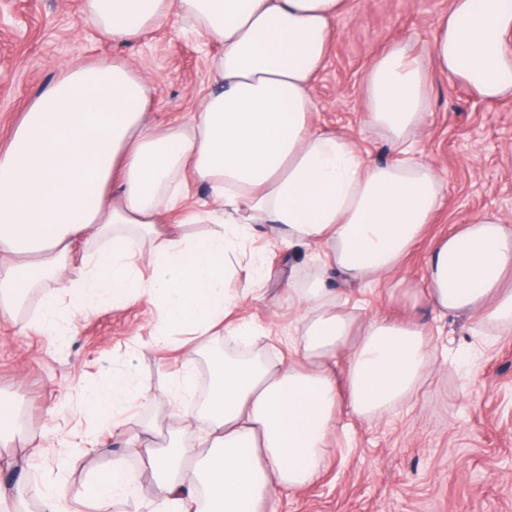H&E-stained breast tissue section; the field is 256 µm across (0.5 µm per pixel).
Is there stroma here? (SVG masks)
Returning a JSON list of instances; mask_svg holds the SVG:
<instances>
[{
    "label": "stroma",
    "mask_w": 512,
    "mask_h": 512,
    "mask_svg": "<svg viewBox=\"0 0 512 512\" xmlns=\"http://www.w3.org/2000/svg\"><path fill=\"white\" fill-rule=\"evenodd\" d=\"M448 8L449 0H347L314 85L317 122L352 136L371 161L393 160L386 139L363 122L364 75L394 42L427 57ZM220 51L176 16L137 42L118 44L89 22L87 0H0V149L61 70L99 61L127 63L146 81L151 122L184 121L199 108ZM428 95L417 149L442 182L440 207L388 279L351 287L334 275L327 285L366 316L425 324L435 357L411 399L366 421L341 414L319 480L280 495L269 512H512V330L441 315L422 293L436 241L490 211L512 225V99L488 103L463 82L440 78ZM246 247L270 277L262 292L243 299V312L261 330L260 346L287 356L299 316L284 298L288 272L307 274L313 252L285 250L260 232ZM46 294L34 289L12 317L0 319V400L23 418L0 438V482L24 491L25 512H39L40 495L55 480L83 492L119 460L137 482L130 495L114 497L109 512H149L155 472L123 436L150 422L157 442L176 441L181 422L165 392L181 353L157 345L159 309L149 298L118 308L105 300L77 316L62 300L58 327L47 333L34 326ZM116 373L127 374L140 393L124 415L123 436L100 432L93 446L64 459L57 447L34 449L43 438L73 442L93 429L83 399Z\"/></svg>",
    "instance_id": "1"
}]
</instances>
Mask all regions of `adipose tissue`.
Masks as SVG:
<instances>
[{"label":"adipose tissue","instance_id":"1","mask_svg":"<svg viewBox=\"0 0 512 512\" xmlns=\"http://www.w3.org/2000/svg\"><path fill=\"white\" fill-rule=\"evenodd\" d=\"M346 0H87L117 43L160 28L172 14L206 42L215 89L185 124L147 119L149 87L124 64L65 70L28 106L0 152V317L45 281L37 319L56 326L69 297L113 305L149 296L160 306L156 341L196 337L173 397L191 393L197 355L215 328L258 333L226 286L246 265V289L266 271L247 252L251 224L276 225L288 248L323 250L305 286L288 284L300 316L289 360L225 355L204 404L208 429L185 422L178 444L138 440L157 477L150 512H265L279 492L318 476L340 410L357 419L409 398L435 351L419 323L359 320L326 286L393 273L441 203V183L416 155L429 112L426 87L445 76L489 101L512 96V0H452L437 22L432 57L390 45L364 78L365 123L393 161H369L345 135L313 121L314 82ZM204 185L217 212L187 206ZM218 219L216 230L183 232ZM512 227L495 214L449 233L430 251L425 293L440 311L512 328ZM135 396L124 374L89 394L99 421L119 427Z\"/></svg>","mask_w":512,"mask_h":512}]
</instances>
